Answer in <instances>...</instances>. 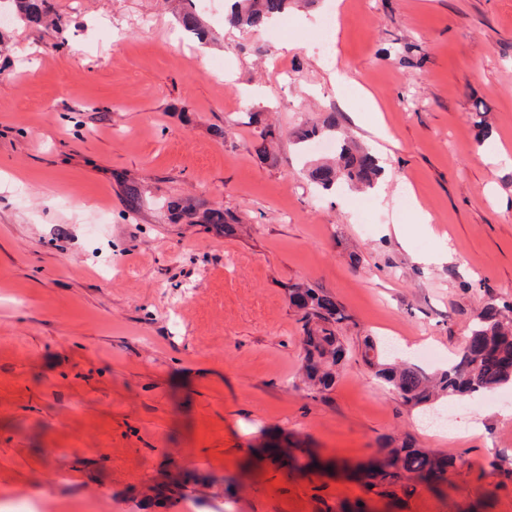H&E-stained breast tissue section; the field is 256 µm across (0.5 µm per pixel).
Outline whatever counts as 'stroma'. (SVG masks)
Wrapping results in <instances>:
<instances>
[{
  "instance_id": "1",
  "label": "stroma",
  "mask_w": 512,
  "mask_h": 512,
  "mask_svg": "<svg viewBox=\"0 0 512 512\" xmlns=\"http://www.w3.org/2000/svg\"><path fill=\"white\" fill-rule=\"evenodd\" d=\"M55 3L61 25L0 26V500L38 483L50 512H334L357 487L256 449L352 467L409 442L457 467L443 495L421 485L379 512H512V385L443 403L437 429L363 359L368 337L451 358L512 301V0H317L279 37L225 28L209 0L204 46L168 0ZM374 111L385 153L361 122ZM332 112L381 155L370 217L306 177L319 155L294 133ZM174 201L224 208L234 234L174 219ZM438 251L448 263L424 262ZM297 283L350 316L314 399ZM178 466L196 494L158 500Z\"/></svg>"
}]
</instances>
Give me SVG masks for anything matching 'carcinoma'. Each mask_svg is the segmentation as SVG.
<instances>
[{
  "label": "carcinoma",
  "instance_id": "carcinoma-1",
  "mask_svg": "<svg viewBox=\"0 0 512 512\" xmlns=\"http://www.w3.org/2000/svg\"><path fill=\"white\" fill-rule=\"evenodd\" d=\"M182 3L176 19L183 30L205 39L207 32L196 9L188 0ZM295 4L297 0H227L224 25L243 31L265 29ZM11 5L16 14L35 25L60 20L53 0H11ZM338 129L334 113L319 125L298 128L296 137L301 143L318 137L336 139V159L311 165L307 169L308 179L326 192L342 186L350 191L373 188L381 174L378 160L358 143L338 138ZM230 220L228 212L220 208H209L199 216L203 224L225 227ZM289 301L302 323L305 380L311 392L324 393L335 384L337 367L344 358L338 329L349 320V315L332 295L318 288L294 286L289 289ZM468 339L469 346L448 367L432 375L414 364L382 359L373 340L366 342L364 357L375 368L377 378L409 408H429L440 398L475 400L512 383V304L487 305L472 319ZM269 452L284 459L285 464L308 472L322 467L312 457L301 465L280 448H271ZM454 464L452 457L404 442L397 447L377 449L370 461L358 468L355 480L367 492L378 489L380 496H396L395 487L409 496L420 484L431 486L444 481Z\"/></svg>",
  "mask_w": 512,
  "mask_h": 512
}]
</instances>
